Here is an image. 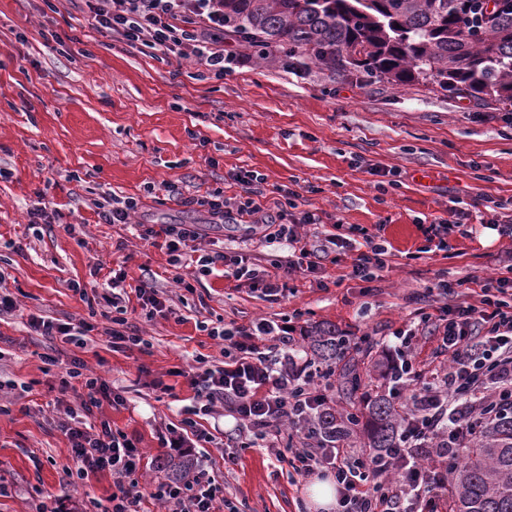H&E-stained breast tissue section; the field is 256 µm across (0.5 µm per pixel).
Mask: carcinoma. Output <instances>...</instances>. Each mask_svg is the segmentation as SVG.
Instances as JSON below:
<instances>
[{"instance_id":"cac0c4a2","label":"carcinoma","mask_w":512,"mask_h":512,"mask_svg":"<svg viewBox=\"0 0 512 512\" xmlns=\"http://www.w3.org/2000/svg\"><path fill=\"white\" fill-rule=\"evenodd\" d=\"M481 3L470 18L466 4ZM224 35L239 36L267 65L305 70L316 65L332 81L431 79L441 90L479 101L512 103V0H224ZM311 354L341 373L349 395L361 383L345 338L317 325L307 335ZM368 447L391 448L399 416L381 394L368 404ZM307 428L325 443L345 434V416L327 404ZM452 512H512V416L481 425L455 449ZM195 469L188 456L164 458L156 471L168 480Z\"/></svg>"}]
</instances>
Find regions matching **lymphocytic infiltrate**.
<instances>
[{
  "label": "lymphocytic infiltrate",
  "instance_id": "f902f5d3",
  "mask_svg": "<svg viewBox=\"0 0 512 512\" xmlns=\"http://www.w3.org/2000/svg\"><path fill=\"white\" fill-rule=\"evenodd\" d=\"M96 27L122 32L130 43L174 54H190L223 76L234 64L224 49V0H83ZM242 194L229 197L214 189L187 198V205L206 208L216 216L264 214L267 244L288 248L284 260L265 268L247 257L224 256L236 279L251 292L276 303L288 293L291 275L321 272L324 246L306 240L301 231L317 225L313 213H293L287 207L276 214L266 211L267 200L252 172L237 176ZM421 319L435 326L438 354L447 356L445 371L425 373L413 353L415 332L394 333L397 358L392 363L391 396L408 394L399 408L400 425L393 447L356 450L342 446L308 444L284 454L278 446L282 426L305 428L307 419L326 398L315 386L323 371L312 360H299L295 339L283 323L258 319L233 330L211 329V336L226 340L224 362L191 376L196 397L181 421L183 436L169 439L183 447L186 435L211 442L198 416L214 414L224 406L235 425L230 432L238 447L264 444L277 461L287 462L296 475L313 473L325 465L336 483V512H448L449 455L470 441L476 425L500 414L512 413V264L504 276L481 286L479 303L442 306ZM85 364L73 359L60 377L62 388L81 381L86 391L84 409L109 401L124 404L119 389L101 378L84 375ZM77 479L110 472L117 490L99 512H148V501L170 507L171 512H224V495L206 469L184 480L155 484L149 493L126 487L139 470L142 454L132 439L102 424L92 433L65 426Z\"/></svg>",
  "mask_w": 512,
  "mask_h": 512
}]
</instances>
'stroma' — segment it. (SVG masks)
<instances>
[{
	"label": "stroma",
	"instance_id": "35a3bbf8",
	"mask_svg": "<svg viewBox=\"0 0 512 512\" xmlns=\"http://www.w3.org/2000/svg\"><path fill=\"white\" fill-rule=\"evenodd\" d=\"M233 49L238 62L218 79L195 58L98 31L81 0H0V272L19 304L0 317V381L14 384L0 396V512H50L65 493L88 508L107 503L110 473L67 488L65 422H108L145 455L139 489L162 481L154 462L177 451L160 438L180 428L194 395L185 371L224 359L209 328L286 319L303 349L305 330L324 323L358 343L352 356L364 372L389 358V336L418 310L478 303L479 282L512 251V239L491 231L512 218L511 104L421 80L331 82L314 68L300 77L262 66L241 43ZM245 171L264 176L268 199L277 187L296 189L320 236L339 223L378 233L385 268L351 277L356 249L333 247L321 273L293 276L287 298L271 303L225 275L223 263L202 276L139 239L143 224H193L205 253L242 251L264 267L283 259L286 250L264 243L263 225L215 224L206 209L182 204L216 188L241 193L235 177ZM106 194L137 200L131 223H100L94 202ZM40 198L52 221L33 226L27 211ZM452 208L464 212L460 223L449 222ZM435 219L449 223L447 250L428 249L420 230ZM119 262L130 284L152 279L165 310L127 311L143 342L116 352L107 280ZM32 313L91 324L86 346L28 333ZM75 357L123 390L125 404L85 412L82 389L59 382ZM203 425L216 440L190 454L239 512H322L307 493L311 478H287L267 449H238L225 472L220 444L235 421Z\"/></svg>",
	"mask_w": 512,
	"mask_h": 512
}]
</instances>
